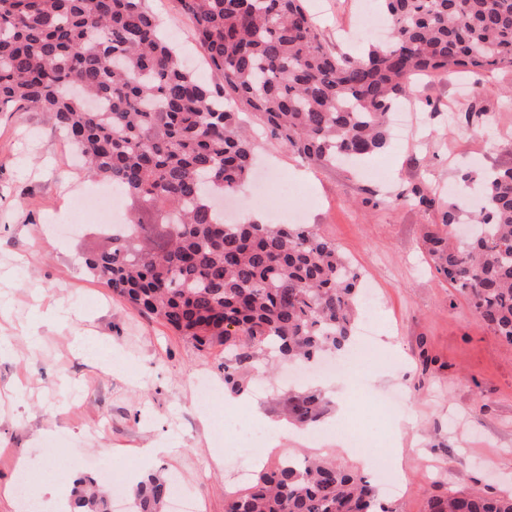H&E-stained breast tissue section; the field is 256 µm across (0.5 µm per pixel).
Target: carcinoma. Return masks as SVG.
Listing matches in <instances>:
<instances>
[{"instance_id":"1","label":"carcinoma","mask_w":512,"mask_h":512,"mask_svg":"<svg viewBox=\"0 0 512 512\" xmlns=\"http://www.w3.org/2000/svg\"><path fill=\"white\" fill-rule=\"evenodd\" d=\"M387 40L357 57L323 44L304 0H180L221 83H200L180 60L149 0H0V112L45 113L85 168L135 205L137 222L107 230L89 273L135 309L199 346L222 345L224 388L273 352L310 360L352 340L361 275L309 224L224 221L214 194L252 173L254 147L235 106L308 163L334 166L383 151L389 112L412 79L449 69L512 67V0H381ZM484 206L463 244L454 203L424 237L436 271L512 345V168L483 179ZM313 426L328 410L319 389L284 399ZM170 483L150 475L134 512H162ZM71 512H111L92 478ZM225 512H394L361 472L334 459L283 458ZM427 512H512V495L433 496Z\"/></svg>"}]
</instances>
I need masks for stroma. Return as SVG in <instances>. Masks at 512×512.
I'll use <instances>...</instances> for the list:
<instances>
[{
	"label": "stroma",
	"instance_id": "stroma-1",
	"mask_svg": "<svg viewBox=\"0 0 512 512\" xmlns=\"http://www.w3.org/2000/svg\"><path fill=\"white\" fill-rule=\"evenodd\" d=\"M361 2L307 0L327 48L361 54L363 42L339 33L357 24ZM149 5L196 78L218 83L179 0ZM414 87L405 133L352 167L304 164L257 133L256 180L235 197L246 215L315 225L379 302L342 415L325 416L319 440L297 427L270 436L263 463L332 454L371 473L338 429L341 417L362 419L376 455H395L400 491L383 497L395 512H426L431 495L450 490H512V346L435 270L422 242L450 203L477 205L484 172L512 166V68L440 71ZM469 112L492 121L466 120ZM414 186L435 190L431 207L403 200ZM103 196L113 223H127L126 197L88 177L44 114L0 112V481L26 469L69 485L82 458L90 474L112 475L118 499L156 474L183 478L196 512H224L225 494L242 487L224 422L279 418L274 391L291 368L261 357L234 395L223 348L175 335L95 279L85 259L108 245ZM202 376L216 388L204 408L193 394ZM236 396L242 407L229 409ZM52 459L60 470H47Z\"/></svg>",
	"mask_w": 512,
	"mask_h": 512
}]
</instances>
